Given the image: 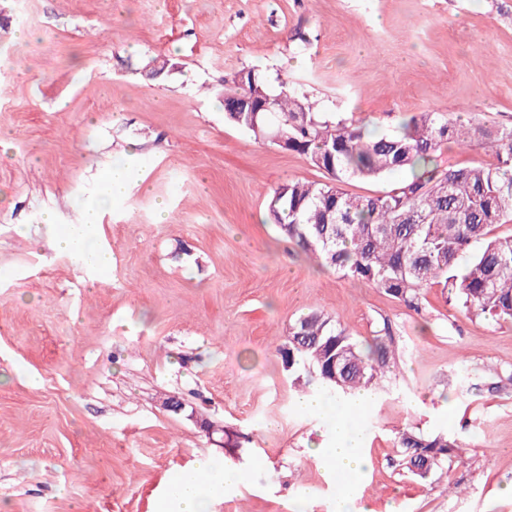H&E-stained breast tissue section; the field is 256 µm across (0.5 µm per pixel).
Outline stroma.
I'll use <instances>...</instances> for the list:
<instances>
[{
  "label": "stroma",
  "mask_w": 512,
  "mask_h": 512,
  "mask_svg": "<svg viewBox=\"0 0 512 512\" xmlns=\"http://www.w3.org/2000/svg\"><path fill=\"white\" fill-rule=\"evenodd\" d=\"M253 66L377 134L421 112L508 125L512 0H0V512H156L202 458L240 475L211 512H336L309 459L332 434L276 351L312 309L361 342L390 326L398 355L355 421L351 512H512V321L438 285L414 312L285 241L271 188L324 174L225 123ZM117 162L131 187L92 275L50 242ZM406 428L467 453L420 479Z\"/></svg>",
  "instance_id": "35a3bbf8"
}]
</instances>
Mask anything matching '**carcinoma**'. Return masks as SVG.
Masks as SVG:
<instances>
[{
  "label": "carcinoma",
  "mask_w": 512,
  "mask_h": 512,
  "mask_svg": "<svg viewBox=\"0 0 512 512\" xmlns=\"http://www.w3.org/2000/svg\"><path fill=\"white\" fill-rule=\"evenodd\" d=\"M234 84L224 94L225 122L257 139L288 136V150L329 176L327 183L289 182L273 190L269 216L284 238L409 310L421 311L422 290L441 284L468 313L512 321V233L493 234L494 225L512 220V125L420 112L400 132L378 136L350 117L317 111L305 94L271 93L255 66L240 71ZM247 94L268 102L270 110L234 111ZM448 143L482 147L496 162L442 169L437 158ZM397 171L408 177L382 194L356 196L340 188L350 179ZM391 343L378 336L361 348L346 328L312 310L289 328L277 352L288 370L296 359L306 361L305 387L343 400L375 390L392 372ZM397 447L402 464L422 479L464 455L458 439L412 429L398 432Z\"/></svg>",
  "instance_id": "obj_1"
}]
</instances>
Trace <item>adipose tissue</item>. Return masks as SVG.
Masks as SVG:
<instances>
[{
	"label": "adipose tissue",
	"instance_id": "adipose-tissue-1",
	"mask_svg": "<svg viewBox=\"0 0 512 512\" xmlns=\"http://www.w3.org/2000/svg\"><path fill=\"white\" fill-rule=\"evenodd\" d=\"M101 182L104 187L101 203L86 205L80 220L69 225L67 232L55 242L57 249L75 253L85 267L98 272L110 266L112 256L103 249L93 247L91 240L100 222L102 202L124 196L127 191L128 173L125 166H112L102 174ZM369 400L370 395L366 392L350 397L343 414L328 421L333 431V446L318 448L312 453L316 465L335 478L341 490L338 501L343 507L347 506L349 494L366 465L362 453L363 435L351 426L349 419L363 410ZM237 480L236 474L225 471L219 463L210 459L200 460L190 474L180 476L173 482L164 512H209L211 498L223 494Z\"/></svg>",
	"mask_w": 512,
	"mask_h": 512
}]
</instances>
